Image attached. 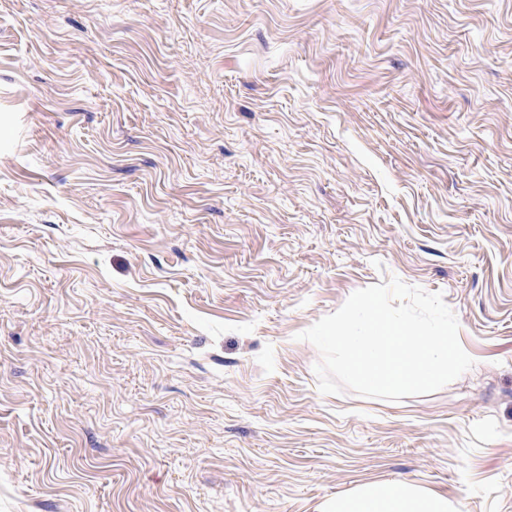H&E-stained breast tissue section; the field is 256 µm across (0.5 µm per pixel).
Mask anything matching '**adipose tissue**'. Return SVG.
Segmentation results:
<instances>
[{
  "label": "adipose tissue",
  "mask_w": 512,
  "mask_h": 512,
  "mask_svg": "<svg viewBox=\"0 0 512 512\" xmlns=\"http://www.w3.org/2000/svg\"><path fill=\"white\" fill-rule=\"evenodd\" d=\"M319 512H454L447 498L394 480L362 484L324 502Z\"/></svg>",
  "instance_id": "1"
}]
</instances>
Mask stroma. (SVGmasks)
Returning a JSON list of instances; mask_svg holds the SVG:
<instances>
[{"label":"stroma","instance_id":"stroma-1","mask_svg":"<svg viewBox=\"0 0 512 512\" xmlns=\"http://www.w3.org/2000/svg\"><path fill=\"white\" fill-rule=\"evenodd\" d=\"M441 293L473 367L298 340ZM512 512V0H0V512ZM448 498L414 483L378 480L324 502L319 512H454Z\"/></svg>","mask_w":512,"mask_h":512}]
</instances>
